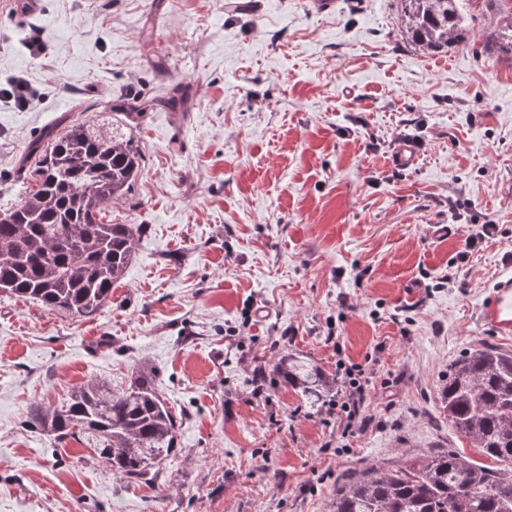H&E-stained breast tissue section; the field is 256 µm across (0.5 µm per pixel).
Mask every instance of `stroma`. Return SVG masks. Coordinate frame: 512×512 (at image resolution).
<instances>
[{"mask_svg":"<svg viewBox=\"0 0 512 512\" xmlns=\"http://www.w3.org/2000/svg\"><path fill=\"white\" fill-rule=\"evenodd\" d=\"M0 0V206L27 192L29 146L58 124L130 132L141 171L104 222L138 228L107 304L72 318L0 292V512H328L336 480L448 448L449 363L512 350V0H472L465 45L407 43L401 0ZM39 29V50L22 38ZM188 86L185 111L152 108ZM145 105L128 115L115 100ZM416 161L393 162L399 144ZM496 225L468 261L466 237ZM454 281H447L449 266ZM293 354L371 376L344 431L274 373ZM152 376L178 450L148 484L27 425L94 380ZM6 86L3 89L1 86L2 95L13 100L19 108H28L35 95L26 82L20 78H11L7 80Z\"/></svg>","mask_w":512,"mask_h":512,"instance_id":"stroma-1","label":"stroma"}]
</instances>
